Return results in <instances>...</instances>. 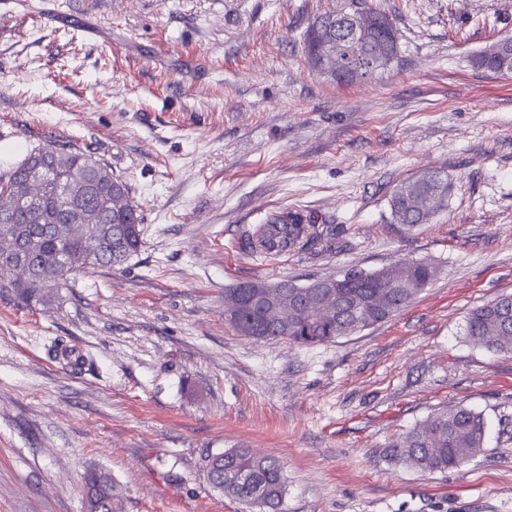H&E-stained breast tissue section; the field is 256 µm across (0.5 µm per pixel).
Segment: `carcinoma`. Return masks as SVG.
<instances>
[{
	"instance_id": "1",
	"label": "carcinoma",
	"mask_w": 512,
	"mask_h": 512,
	"mask_svg": "<svg viewBox=\"0 0 512 512\" xmlns=\"http://www.w3.org/2000/svg\"><path fill=\"white\" fill-rule=\"evenodd\" d=\"M347 36L336 26V12L317 16L304 34L307 57L325 43ZM390 45L391 59L398 56L396 30L370 34L364 47L373 51ZM474 64L499 74L512 73V53L499 54L488 46L474 57ZM68 165L56 174L62 182L80 181L93 184L97 190L83 196L81 208L97 214L95 224L85 230L62 234L58 226L67 224L66 201L52 187L45 196L43 209L33 215L22 206L0 208V235L24 240V266L27 275L9 283L14 296L30 307L47 306L58 295V288L90 268L120 264L140 248L143 216L130 199L129 186L112 170L85 152H70ZM53 165L46 148H38L0 177V199L9 198L29 178L37 165ZM453 183L448 175L430 170L413 177L398 187L389 204L395 223L413 230L428 223L429 217L417 207V199L431 196L435 210L443 209L451 195ZM320 236L315 225L300 213L287 211L277 216L272 225L251 247H266L278 239L290 248L303 240ZM343 283L337 302L339 321L319 320L311 314H298L288 323V331L277 333L268 326L267 310L248 301L253 283H240L224 289V301L238 303L237 311L228 318L232 327L238 322L258 326L261 340H288L299 344H323L348 336L396 315L435 278L436 269L423 261H398L391 268L366 271ZM465 335L469 341L489 350H512V295H503L471 309L465 318ZM485 423L482 414L466 407L448 408L431 415L423 424L410 430L401 440L391 444L390 455L398 463L421 471H446L457 468L481 453ZM205 469L209 483L218 488L223 475L239 477L236 484L224 485V494L247 504H257L264 512H282L285 477L279 461L246 449H234L207 457ZM112 477L103 470L91 469L85 476L87 512H112Z\"/></svg>"
}]
</instances>
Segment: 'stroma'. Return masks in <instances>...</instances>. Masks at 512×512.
Instances as JSON below:
<instances>
[{
  "instance_id": "obj_1",
  "label": "stroma",
  "mask_w": 512,
  "mask_h": 512,
  "mask_svg": "<svg viewBox=\"0 0 512 512\" xmlns=\"http://www.w3.org/2000/svg\"><path fill=\"white\" fill-rule=\"evenodd\" d=\"M399 60L341 85L302 35L343 0H0V175L31 149L91 152L125 179L143 243L124 264L17 303L0 269V512H261L211 488L208 454L274 455L284 512H512V353L471 344L473 307L512 294V74L472 57L512 37V0H370ZM442 170L414 231L389 198ZM321 240L266 262L234 242L283 211ZM424 260L435 279L333 342L256 341L224 290ZM80 352L73 369L48 351ZM486 421L445 472L390 459L438 409ZM112 477L103 470L91 469L85 476L88 512H112Z\"/></svg>"
}]
</instances>
